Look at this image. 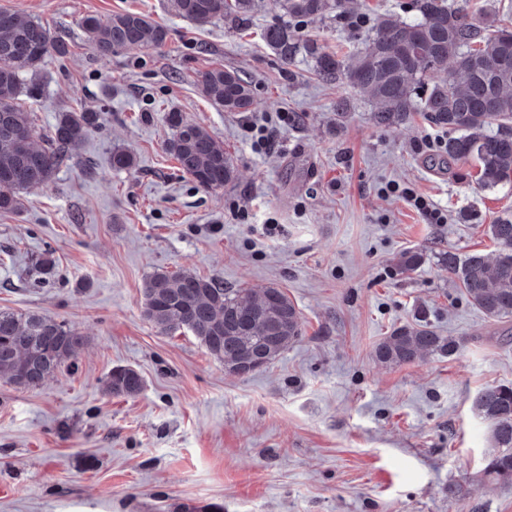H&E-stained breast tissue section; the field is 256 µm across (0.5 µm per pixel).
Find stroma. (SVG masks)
Here are the masks:
<instances>
[{
    "instance_id": "35a3bbf8",
    "label": "stroma",
    "mask_w": 512,
    "mask_h": 512,
    "mask_svg": "<svg viewBox=\"0 0 512 512\" xmlns=\"http://www.w3.org/2000/svg\"><path fill=\"white\" fill-rule=\"evenodd\" d=\"M350 8L300 28L344 55L379 15L417 16L414 0ZM0 10L70 46L41 67L45 96L27 105L36 133L64 109L102 116L52 183L0 212V309L87 339L41 388L0 377V512H512V485L483 475L489 425L474 409L484 388L512 384V318L488 319L440 264L446 251L496 252L487 226L512 217V184L485 189L472 164L432 165L451 130L377 127L349 84L321 81L306 59L281 64L261 40L279 12L199 27L167 0H0ZM124 10L165 26V47L99 55L83 18ZM217 65L251 80V111L203 96L198 76ZM172 111L223 143L232 183L207 190L179 170L165 151ZM265 119L276 140L258 152L249 126ZM117 149L133 154L132 170H113ZM394 185L447 223H429ZM409 249L425 261L402 275L395 260ZM47 252L54 272L33 284ZM178 270L281 288L300 336L266 368L225 372L191 333L161 334L144 315V280ZM414 324L457 351L377 362L375 346ZM119 366L142 374L137 396L104 391ZM390 191L391 193H400L404 196L415 208L423 212L432 224H444L447 222V218L442 211L432 207L424 197L415 195L410 189H400V186L394 185L391 186Z\"/></svg>"
}]
</instances>
